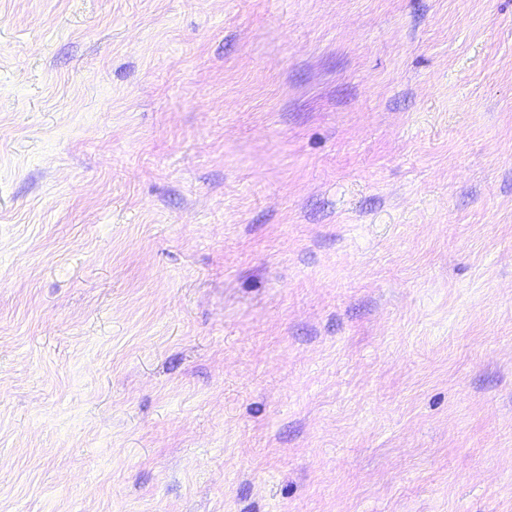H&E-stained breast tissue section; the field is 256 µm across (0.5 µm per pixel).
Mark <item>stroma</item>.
I'll return each instance as SVG.
<instances>
[{
  "label": "stroma",
  "mask_w": 512,
  "mask_h": 512,
  "mask_svg": "<svg viewBox=\"0 0 512 512\" xmlns=\"http://www.w3.org/2000/svg\"><path fill=\"white\" fill-rule=\"evenodd\" d=\"M0 512H512V0H0Z\"/></svg>",
  "instance_id": "35a3bbf8"
}]
</instances>
